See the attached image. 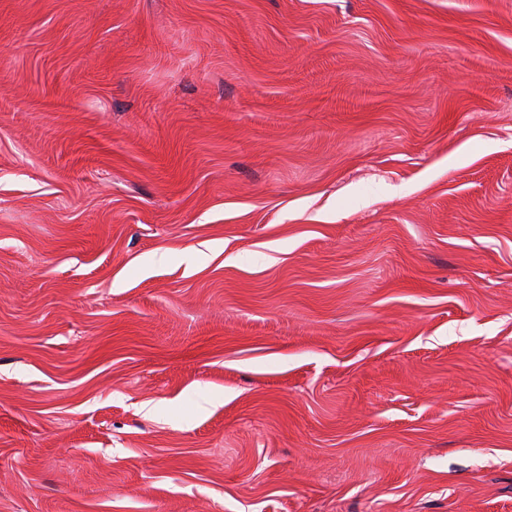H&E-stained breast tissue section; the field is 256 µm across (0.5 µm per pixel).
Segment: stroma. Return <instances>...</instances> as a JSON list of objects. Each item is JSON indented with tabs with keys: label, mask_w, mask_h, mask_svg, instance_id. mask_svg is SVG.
Instances as JSON below:
<instances>
[{
	"label": "stroma",
	"mask_w": 512,
	"mask_h": 512,
	"mask_svg": "<svg viewBox=\"0 0 512 512\" xmlns=\"http://www.w3.org/2000/svg\"><path fill=\"white\" fill-rule=\"evenodd\" d=\"M0 512H512V0H0Z\"/></svg>",
	"instance_id": "35a3bbf8"
}]
</instances>
